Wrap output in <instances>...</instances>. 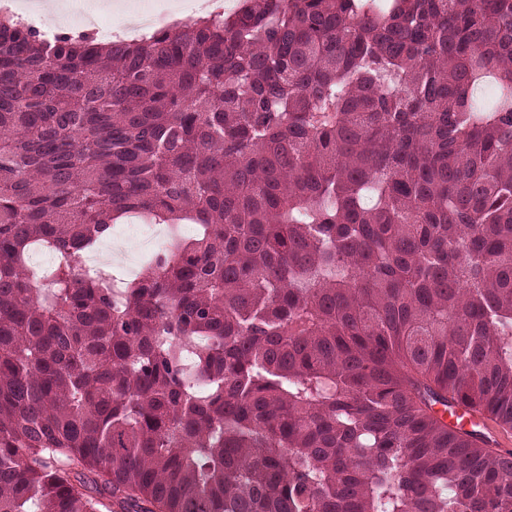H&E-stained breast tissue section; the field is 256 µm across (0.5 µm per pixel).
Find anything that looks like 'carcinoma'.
<instances>
[{
  "label": "carcinoma",
  "instance_id": "1",
  "mask_svg": "<svg viewBox=\"0 0 512 512\" xmlns=\"http://www.w3.org/2000/svg\"><path fill=\"white\" fill-rule=\"evenodd\" d=\"M508 58L512 0L0 19V512H512L435 409L512 430ZM136 215L198 233L82 266Z\"/></svg>",
  "mask_w": 512,
  "mask_h": 512
}]
</instances>
